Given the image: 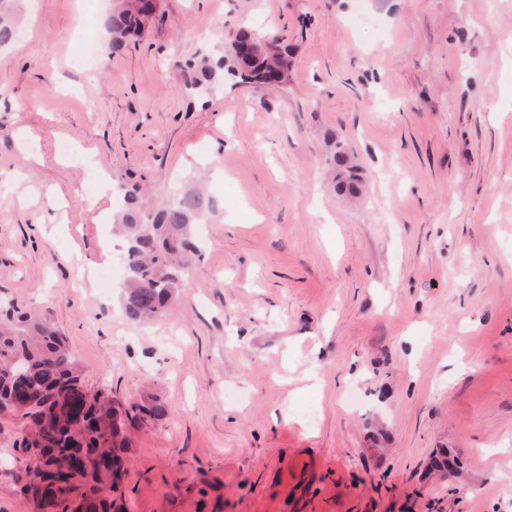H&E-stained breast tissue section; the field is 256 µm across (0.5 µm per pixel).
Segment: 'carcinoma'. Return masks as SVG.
Listing matches in <instances>:
<instances>
[{"mask_svg": "<svg viewBox=\"0 0 512 512\" xmlns=\"http://www.w3.org/2000/svg\"><path fill=\"white\" fill-rule=\"evenodd\" d=\"M152 18L143 0H114L108 18L112 49L119 51L129 39L143 36ZM16 19L13 0H0V47L15 40ZM280 41L264 33L229 38L220 55L186 62L182 91L202 98L227 79L255 90L286 85L290 61ZM326 163L335 188L350 196L360 193V167L343 141L331 143ZM121 194L112 224L126 241L122 310L129 322L143 324L161 317L170 301L189 288L187 254L196 251L193 226L214 212L213 199L188 190L153 205L138 184L122 187ZM80 381L71 348L48 318L0 313V400L26 385L28 407L10 414L27 419L29 433L21 445L31 442L44 453V465L26 467L20 486L36 512H123L117 501L132 450L131 431L167 414L149 390L128 405L106 391L61 400ZM73 448L84 461L78 471L66 466Z\"/></svg>", "mask_w": 512, "mask_h": 512, "instance_id": "1", "label": "carcinoma"}]
</instances>
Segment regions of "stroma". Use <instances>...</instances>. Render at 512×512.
I'll list each match as a JSON object with an SVG mask.
<instances>
[{
    "label": "stroma",
    "mask_w": 512,
    "mask_h": 512,
    "mask_svg": "<svg viewBox=\"0 0 512 512\" xmlns=\"http://www.w3.org/2000/svg\"><path fill=\"white\" fill-rule=\"evenodd\" d=\"M19 8L0 313L49 317L88 389L164 401L125 512H512V0H162L118 52L102 0ZM242 30L287 35V85L183 94L180 62ZM332 134L359 200L328 184ZM200 175L190 286L131 325L100 179ZM24 427L0 415V512H32Z\"/></svg>",
    "instance_id": "35a3bbf8"
}]
</instances>
